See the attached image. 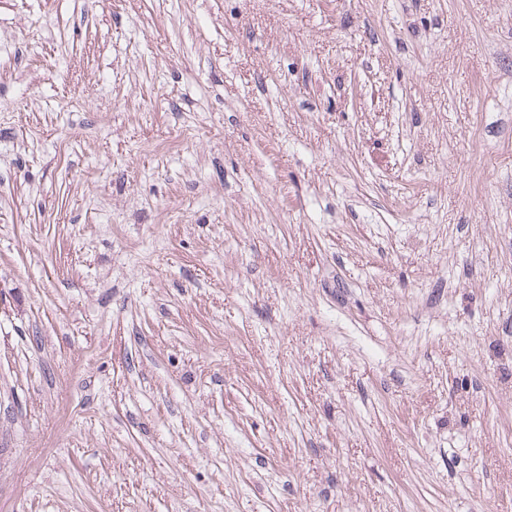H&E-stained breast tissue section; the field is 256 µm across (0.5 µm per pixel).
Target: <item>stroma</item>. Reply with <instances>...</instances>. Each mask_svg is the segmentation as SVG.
<instances>
[{"mask_svg": "<svg viewBox=\"0 0 512 512\" xmlns=\"http://www.w3.org/2000/svg\"><path fill=\"white\" fill-rule=\"evenodd\" d=\"M0 512H512V0H0Z\"/></svg>", "mask_w": 512, "mask_h": 512, "instance_id": "1", "label": "stroma"}]
</instances>
